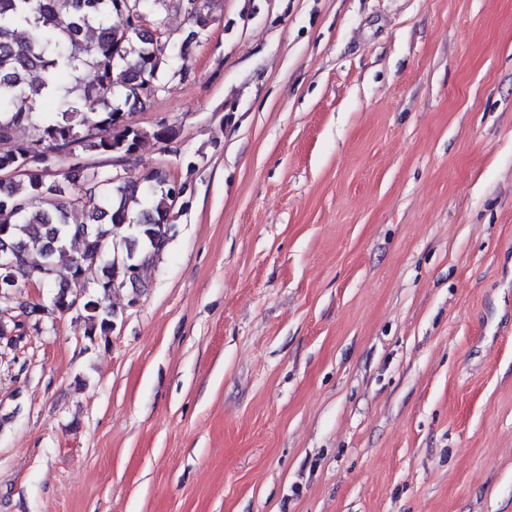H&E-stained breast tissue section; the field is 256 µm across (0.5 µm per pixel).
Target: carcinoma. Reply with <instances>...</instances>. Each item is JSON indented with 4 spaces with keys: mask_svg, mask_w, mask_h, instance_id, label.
Instances as JSON below:
<instances>
[{
    "mask_svg": "<svg viewBox=\"0 0 512 512\" xmlns=\"http://www.w3.org/2000/svg\"><path fill=\"white\" fill-rule=\"evenodd\" d=\"M161 0H0V171L25 173L0 180V251L18 254L21 266L0 268V295L20 287L29 272L53 287L54 256L75 249L66 281L49 304H35L40 321L69 311L71 287L81 268L92 266L97 281L80 312L90 341L108 340L115 324L105 299L120 288L144 287V274L170 239L171 212L187 193L152 168L139 182L110 171L91 170L83 154L133 158L153 142L176 140L168 125L144 129L130 124L124 108L143 105L183 68L184 50L169 49L162 21L151 20ZM193 21L184 43L200 38L212 22L201 0H183ZM122 23H113V16ZM94 75L92 82L84 71ZM25 127L30 136L16 139ZM75 143V157L58 178L66 156L56 143Z\"/></svg>",
    "mask_w": 512,
    "mask_h": 512,
    "instance_id": "carcinoma-1",
    "label": "carcinoma"
}]
</instances>
